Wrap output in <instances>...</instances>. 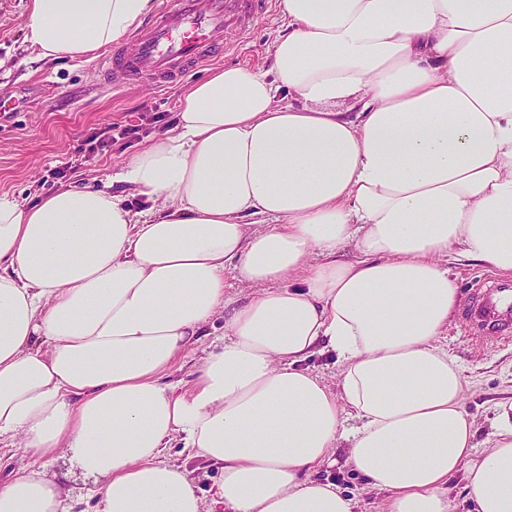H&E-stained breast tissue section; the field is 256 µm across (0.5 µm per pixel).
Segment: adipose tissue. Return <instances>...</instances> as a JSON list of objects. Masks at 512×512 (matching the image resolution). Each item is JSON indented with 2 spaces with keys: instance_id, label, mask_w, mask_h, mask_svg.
I'll list each match as a JSON object with an SVG mask.
<instances>
[{
  "instance_id": "obj_1",
  "label": "adipose tissue",
  "mask_w": 512,
  "mask_h": 512,
  "mask_svg": "<svg viewBox=\"0 0 512 512\" xmlns=\"http://www.w3.org/2000/svg\"><path fill=\"white\" fill-rule=\"evenodd\" d=\"M281 6L268 67L194 83L113 174L148 208L105 186L0 196V443L68 449L98 512H203L160 459L176 439L219 467L224 512H352L309 477L342 443L388 512H452L459 474L474 512H512V413L477 451L439 344L461 303L447 259L512 275V0ZM153 8L31 0L27 39L89 56ZM219 317L191 386L161 384ZM318 349L336 388L301 367ZM64 503L28 468L0 481V512Z\"/></svg>"
}]
</instances>
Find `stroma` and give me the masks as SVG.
<instances>
[{
	"instance_id": "stroma-1",
	"label": "stroma",
	"mask_w": 512,
	"mask_h": 512,
	"mask_svg": "<svg viewBox=\"0 0 512 512\" xmlns=\"http://www.w3.org/2000/svg\"><path fill=\"white\" fill-rule=\"evenodd\" d=\"M30 0H0V100L17 102L12 117L0 123V195L7 194L21 205L35 203L50 191L67 186L82 187L105 180L130 161L133 148L114 144L110 151L76 164V150L87 132L110 123H125L133 112L148 107L175 113L181 86L150 90L138 86L115 89L97 67L96 57L39 59L26 38L25 21ZM287 27L280 5L258 20L248 39L232 31L224 40L231 51L222 60L207 63L203 74L221 66L264 67L269 52ZM69 163L67 180H49L50 169ZM460 367L464 403L475 421L480 449L491 446L499 406L512 401V343L485 346L464 332L458 318H451L439 340ZM335 464L318 468L316 480L336 485L353 501V512H384L387 495L367 486L347 461L346 448L335 449ZM162 461L186 466L191 471L206 512L214 505L210 489L218 479L215 467L196 457L191 449L173 441ZM18 467L53 475L69 471L65 485L68 512H90L96 487L93 478L70 470L65 454L47 460L38 453L0 446V479Z\"/></svg>"
}]
</instances>
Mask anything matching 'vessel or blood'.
<instances>
[{"label":"vessel or blood","instance_id":"b4317fda","mask_svg":"<svg viewBox=\"0 0 512 512\" xmlns=\"http://www.w3.org/2000/svg\"><path fill=\"white\" fill-rule=\"evenodd\" d=\"M273 0H162L155 18L129 40L113 46L98 66L113 88L146 82L177 84L212 58L228 51L224 32L247 36ZM471 336L497 345L512 341V282L476 283L462 312Z\"/></svg>","mask_w":512,"mask_h":512}]
</instances>
